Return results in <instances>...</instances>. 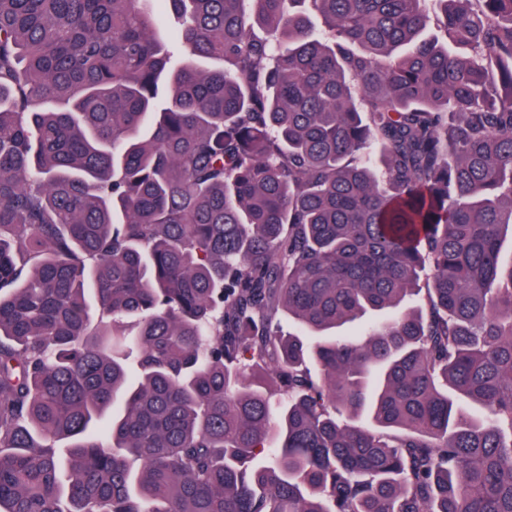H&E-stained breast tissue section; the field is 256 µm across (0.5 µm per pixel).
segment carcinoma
Instances as JSON below:
<instances>
[{"label": "carcinoma", "instance_id": "cac0c4a2", "mask_svg": "<svg viewBox=\"0 0 512 512\" xmlns=\"http://www.w3.org/2000/svg\"><path fill=\"white\" fill-rule=\"evenodd\" d=\"M166 2L0 0V512H512V0Z\"/></svg>", "mask_w": 512, "mask_h": 512}]
</instances>
